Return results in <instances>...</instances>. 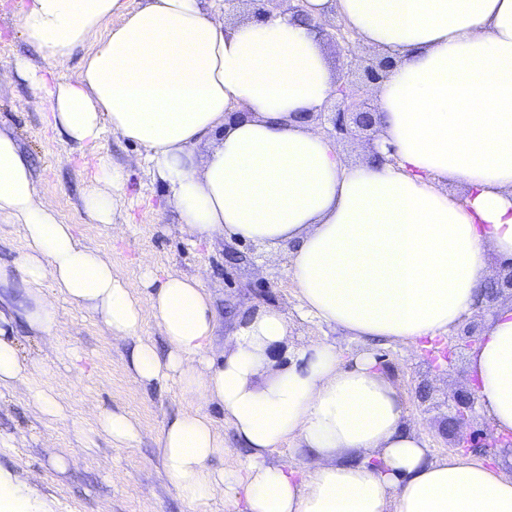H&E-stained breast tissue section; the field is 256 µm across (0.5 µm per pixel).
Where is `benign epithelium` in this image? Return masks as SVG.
<instances>
[{
    "mask_svg": "<svg viewBox=\"0 0 512 512\" xmlns=\"http://www.w3.org/2000/svg\"><path fill=\"white\" fill-rule=\"evenodd\" d=\"M306 0H253L255 13L269 16L278 11L282 14L288 12L301 13ZM331 39L342 43L351 55L350 65L363 72V78L370 84H377L384 80L393 61L388 57L378 56L363 60L356 55L353 47L356 44L354 34L340 24L334 27ZM339 99L335 109L331 112L316 113L312 119L321 121L325 135L332 141L353 135L356 131L371 132L377 121V112L369 99L362 92V88L351 82H342L336 90ZM485 293L486 308L496 306L504 293L512 294V261L504 262L500 268L486 279ZM456 345L448 340L445 348L441 350L442 360L433 364V367L442 372H451ZM477 405L475 390L472 388H457L448 393V436L453 439V449L464 454L474 453L487 455L488 449L500 448L502 451L512 453V438L509 436H496L491 428H476L473 426V414Z\"/></svg>",
    "mask_w": 512,
    "mask_h": 512,
    "instance_id": "obj_1",
    "label": "benign epithelium"
}]
</instances>
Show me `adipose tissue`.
I'll return each mask as SVG.
<instances>
[{"label":"adipose tissue","mask_w":512,"mask_h":512,"mask_svg":"<svg viewBox=\"0 0 512 512\" xmlns=\"http://www.w3.org/2000/svg\"><path fill=\"white\" fill-rule=\"evenodd\" d=\"M306 17H226L224 0H16L45 72L19 58L0 86L27 80L66 142L120 134L165 189L192 236L250 242L287 256L300 314L362 340L404 347L449 334L483 302L488 256L512 261V0H307ZM362 45L393 55L375 89L373 149L395 163L347 162L305 122L335 96L319 31L333 17ZM75 80H58L77 50ZM205 156H197L199 146ZM122 168L101 161L83 205L112 225ZM0 224L26 249L0 263V288L21 282L19 315L0 311V388L33 364L17 320L52 336L50 292L131 341L143 384L172 380L192 402L161 430L165 475L195 512L216 498L247 512H512V474L476 455L436 456L371 352L342 358L307 341L271 369L286 315L240 317L222 352L200 277L145 273L141 304L112 261L62 223L17 138L0 129ZM154 318L159 354L138 330ZM466 370L496 433H512V306L494 310ZM216 404L225 426L203 410ZM244 470L215 467L225 429ZM293 443L301 470L270 455Z\"/></svg>","instance_id":"adipose-tissue-1"}]
</instances>
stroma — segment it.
Returning <instances> with one entry per match:
<instances>
[{"instance_id": "stroma-1", "label": "stroma", "mask_w": 512, "mask_h": 512, "mask_svg": "<svg viewBox=\"0 0 512 512\" xmlns=\"http://www.w3.org/2000/svg\"><path fill=\"white\" fill-rule=\"evenodd\" d=\"M41 63L28 45L16 18L0 10V68L15 57ZM47 101L26 83L0 89V128L12 132L35 169L40 192L54 204L63 223L73 225L92 246L112 261V269L147 300L141 280L145 267L157 274L200 275L216 301L215 346H223L234 319L257 305L277 308L288 317L289 342L305 339L334 345L343 357L369 350L381 370L402 394L408 420L438 455H446L442 403L448 392L468 383L467 350H458L451 375L435 372L424 351L405 354L393 341L369 343L351 339L323 323L302 319L294 285L283 264H266L260 250L223 239H199L181 230L176 209L161 183L136 163L137 150L120 135L110 134L99 146L65 142L46 121ZM122 166L126 193L114 216L121 235H112L83 211L82 194L99 157ZM54 338L18 326L14 339L22 354L38 362L28 378L50 391L62 417L43 414L26 387L0 391V470L30 487L43 512H193L168 482L158 449L163 426L189 404L175 382L146 386L127 366L130 345L113 339L92 314L54 296ZM431 388L430 410L419 408V385ZM123 411L145 432L125 445L101 432L100 413Z\"/></svg>"}]
</instances>
